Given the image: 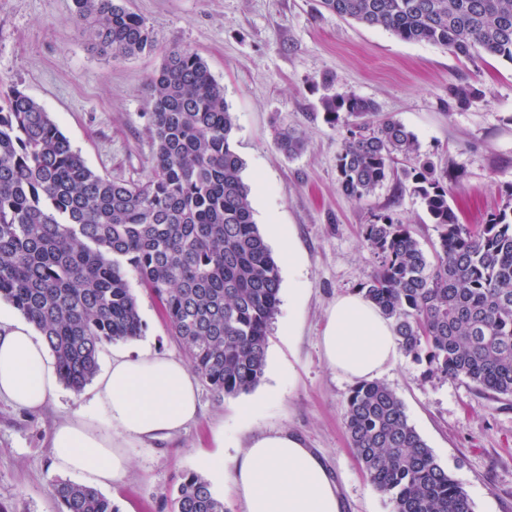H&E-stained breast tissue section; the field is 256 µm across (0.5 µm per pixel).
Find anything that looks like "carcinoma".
Here are the masks:
<instances>
[{
	"label": "carcinoma",
	"mask_w": 512,
	"mask_h": 512,
	"mask_svg": "<svg viewBox=\"0 0 512 512\" xmlns=\"http://www.w3.org/2000/svg\"><path fill=\"white\" fill-rule=\"evenodd\" d=\"M342 18L471 57L512 62V0H321ZM92 48L135 57L152 30L124 0H75ZM154 146L144 181L96 173L50 114L19 89L0 90V301L46 338L59 380L81 392L107 344L144 335L132 269L159 302L200 379L219 397L255 388L280 303L279 267L254 222L234 148L235 117L206 62L174 49L148 80ZM323 119H357L336 158L339 190L362 200L391 175L397 156L438 239L426 253L408 225L377 215L363 237L378 258L359 288L392 320L404 357L426 379H466L512 396V189L476 227L448 203V171L421 158L415 134L378 117L373 101L326 94ZM288 156L304 139L277 133ZM345 428L357 459L393 512H473L472 502L409 422L396 392L372 380L349 394ZM58 512H120L97 489L54 479ZM172 512H228L207 478L187 472Z\"/></svg>",
	"instance_id": "cac0c4a2"
}]
</instances>
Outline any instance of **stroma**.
<instances>
[{
    "label": "stroma",
    "mask_w": 512,
    "mask_h": 512,
    "mask_svg": "<svg viewBox=\"0 0 512 512\" xmlns=\"http://www.w3.org/2000/svg\"><path fill=\"white\" fill-rule=\"evenodd\" d=\"M152 29L155 49L132 58L91 50L73 21V0H0V87L25 92L50 112L87 164L111 179L148 175L153 144L146 85L174 48L198 53L224 87L236 118L234 145L251 196L254 221L272 252L282 248L270 224L290 227L295 269L282 282L279 312L267 341L265 374L249 392L219 398L201 387L203 411L186 430L126 448L129 472L108 495L121 512H170L167 499L183 474L198 471V452L232 458L249 437L285 428L319 453L338 485L343 512H391L364 474L346 433L352 388L328 367L320 346L338 295L360 288L377 260L362 231L375 214L409 225L423 248L438 238L407 180L388 179L356 201L337 186L336 157L346 125H328L320 99L332 92L374 101L399 120L438 168L454 167L461 184L448 196L462 223L482 224L512 189V64L483 53L459 57L448 48L410 42L392 32L325 11L319 0H127ZM473 85L478 101L461 107L455 88ZM298 128L303 151L287 157L276 145L281 127ZM143 336L105 345L113 355L143 350L184 357L149 290L135 286ZM293 336H284V322ZM402 400L410 423L438 462L469 493L473 512H512V397L478 392L465 380L426 381L409 359L382 377ZM94 388L59 386L47 405L28 410L0 401V503L11 512H57L50 482L52 430L88 403Z\"/></svg>",
    "instance_id": "stroma-1"
}]
</instances>
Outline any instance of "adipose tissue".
Returning <instances> with one entry per match:
<instances>
[{"label":"adipose tissue","mask_w":512,"mask_h":512,"mask_svg":"<svg viewBox=\"0 0 512 512\" xmlns=\"http://www.w3.org/2000/svg\"><path fill=\"white\" fill-rule=\"evenodd\" d=\"M321 347L327 364L353 382L378 378L399 351L391 321L357 292L337 297ZM58 381L44 337L32 324L6 319L0 327V400L37 409ZM199 413V386L181 359L159 353L115 356L95 397L56 427L53 464L99 485L121 482L128 470L121 443L181 432ZM200 463L224 477L244 512H342L324 460L290 430L259 433L231 462L204 455Z\"/></svg>","instance_id":"ef3b65f1"}]
</instances>
